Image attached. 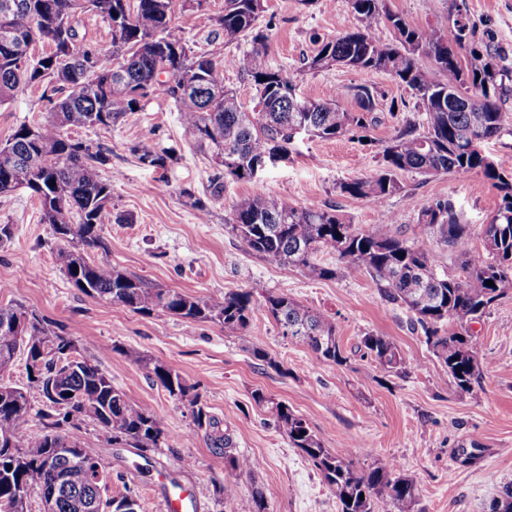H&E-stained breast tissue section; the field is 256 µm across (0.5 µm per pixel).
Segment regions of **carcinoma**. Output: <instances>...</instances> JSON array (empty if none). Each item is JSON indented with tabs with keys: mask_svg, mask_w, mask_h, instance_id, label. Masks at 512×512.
<instances>
[{
	"mask_svg": "<svg viewBox=\"0 0 512 512\" xmlns=\"http://www.w3.org/2000/svg\"><path fill=\"white\" fill-rule=\"evenodd\" d=\"M352 5L359 25L318 41L305 67L313 72L343 66L386 73L412 91L421 119L405 121L383 146L381 167L373 175L342 182L340 191L380 203L401 190V172L481 174L502 193V203L484 229L487 256L470 257L469 225L449 198L419 203L416 209L419 223L463 258V274L458 277L439 271L430 242L401 238L387 218L357 228L332 208L254 194L233 202L229 224L267 261L300 267L312 278L336 276L337 268L318 261L320 253L333 255L338 265L367 272L385 301L411 313V323L421 329L429 349L448 368L456 386L466 390L481 365L464 337L512 290V177L499 172L482 150L503 130L502 97L509 71L494 66L496 54L491 52L489 60L476 56L470 68H463L452 44L463 46L469 31L466 21L448 35L433 27L410 26L387 9L385 0H352ZM176 6V0H0V27L13 33L12 40H0V103L22 86L48 82L66 91L50 120L36 127L20 125L0 147V196L26 188L39 198L43 220L63 241L56 249V262L84 293L133 312L161 311L189 323H218L237 333L248 328L256 310L249 290L231 291L222 299L200 298L150 287L104 261L86 258L81 248L102 247L97 226L103 201L112 197V181L101 178L99 168L109 162V152L100 145L66 139L60 129L108 128L132 107H140V97L133 91L148 85L150 92L173 99L185 130L208 144L224 180L256 182L261 174L254 171V163L269 165L287 158L298 127L310 139L358 137L373 122L374 95L361 91V111L348 112L336 104V94L310 100L299 89L298 75L268 67L265 35L257 31L265 0H224V14L206 17L208 26L223 33L224 42L252 43V49L220 61L188 47L173 24ZM89 11L108 22L112 38V63L94 70L86 65L92 45L80 38L72 22ZM385 22L395 34L391 43L375 35V28ZM39 40L47 41L50 51L38 57L26 53L29 44ZM175 45L180 49L177 55ZM420 51L432 59L438 77H430L419 66ZM164 61L170 71L161 79L158 69ZM226 68L253 81L258 102L252 110L224 86ZM488 280L493 286L486 285ZM264 307L282 335L305 344L323 362L346 363L331 317L304 309L286 295L265 297ZM17 315L28 320L29 330L23 339L0 333V381L11 377L18 356L35 361L45 346L57 357L42 366H25L27 377L42 397L50 398L53 391L63 404L53 407V422L30 435L32 407L24 390L0 397V509L28 512V503L19 500L18 493L38 488L55 491L54 512H98L97 505L110 504L102 496L108 486L89 477L100 461L82 445L76 420L91 418L112 434L113 443L142 451L158 447L164 421L131 403L98 366L82 359L56 366L54 361L68 359L73 341L50 331L49 320L21 304L0 305V320ZM360 348L384 369L404 365L388 336L367 333ZM134 361L151 367L156 381L190 409L198 428L206 430L210 445L224 453L223 491L233 492L240 477L256 468L255 461L233 452L230 433L219 429V422L204 411L200 393L174 368L152 365L140 355ZM253 398L271 406L275 425L320 471L341 512H373L376 502L384 512H413L418 489L400 474L395 461L358 471L350 453L327 448L288 405L273 404L260 392Z\"/></svg>",
	"mask_w": 512,
	"mask_h": 512,
	"instance_id": "1",
	"label": "carcinoma"
}]
</instances>
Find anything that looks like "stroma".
<instances>
[{"label": "stroma", "mask_w": 512, "mask_h": 512, "mask_svg": "<svg viewBox=\"0 0 512 512\" xmlns=\"http://www.w3.org/2000/svg\"><path fill=\"white\" fill-rule=\"evenodd\" d=\"M388 9L413 27L451 32L456 15H466L470 34L460 52L463 65L473 54L495 52L512 68V0H386ZM224 0H201L177 10L175 23L198 52L229 57L250 49L249 41L225 43L200 27L198 13H221ZM351 0H266L258 25L267 36L264 58L272 68L300 72L305 95L320 100L336 94L342 109L357 111L358 88L375 97L367 138L299 142L288 162L269 168L260 182H225L213 189L217 170L211 153L186 132L172 100L155 93L138 111L109 128L65 129L72 139L102 144L110 162L101 169L112 182V203L92 261L148 284L201 298L250 289L256 300L285 294L309 310L332 317L347 358L338 366L320 361L304 344L282 336L272 317L257 309L249 327L230 333L216 323L188 326L164 312L140 314L88 296L60 270L57 243L42 221L41 206L29 190L0 196V225L11 237L0 243V304L19 303L54 323L73 340L78 357L97 364L128 400L163 417L160 448L140 452L113 443L95 421L80 422L85 448L113 476L108 494L132 492L139 512H160L159 502L175 488L194 493L197 512H250L261 488L273 489L269 512H339L320 472L287 436L275 428L254 392L286 403L335 451L352 448L358 470L397 461L402 475L419 490L414 512H490L504 486L512 484V290L471 327L470 343L484 370L468 390L457 388L447 369L411 329L405 309L387 303L370 276L340 268L334 278L314 279L301 268L269 263L232 232L231 205L253 193L282 195L302 206H328L360 227L390 216L406 239H430L419 224L416 203L452 198L469 226L474 256L485 253L484 227L498 210L501 193L473 173L398 176L399 193L375 204L341 194L338 185L375 173L385 143L400 120L416 117L411 90L385 73L335 67L304 71L317 39L353 29ZM50 86L18 89L0 104V144L23 124L45 122L57 100ZM165 151V168L143 165L142 150ZM368 333L390 337L405 358L390 372L358 349ZM266 357L256 359L254 347ZM142 354L174 367L196 387L205 411L227 428L237 454L256 460L234 493L222 490L224 456L215 450L190 411L133 361Z\"/></svg>", "instance_id": "35a3bbf8"}]
</instances>
